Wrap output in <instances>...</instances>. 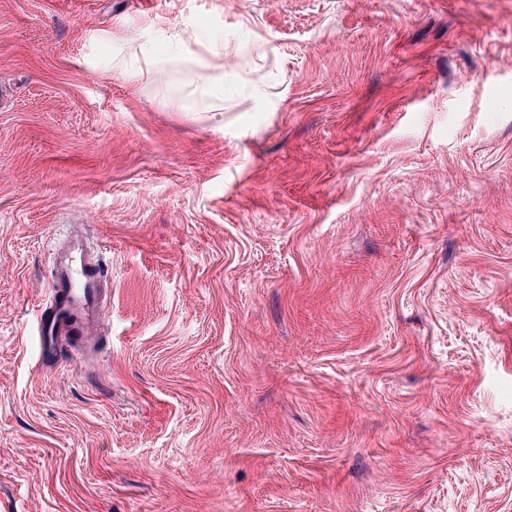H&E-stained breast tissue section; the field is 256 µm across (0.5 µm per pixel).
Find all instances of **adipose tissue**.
<instances>
[{"label":"adipose tissue","instance_id":"1","mask_svg":"<svg viewBox=\"0 0 512 512\" xmlns=\"http://www.w3.org/2000/svg\"><path fill=\"white\" fill-rule=\"evenodd\" d=\"M150 42H141L138 36L115 32L108 35L107 41L117 48H128L129 55L121 65L123 75H133L134 71H154L164 73L180 65L192 66L197 72V82L193 88L181 94L180 101L188 112H209L221 116L224 110V70L208 64L204 57L194 54L171 55L169 44L182 41L183 35L177 28H159L150 33Z\"/></svg>","mask_w":512,"mask_h":512}]
</instances>
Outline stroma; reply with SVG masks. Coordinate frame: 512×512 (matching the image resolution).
Returning a JSON list of instances; mask_svg holds the SVG:
<instances>
[{"mask_svg":"<svg viewBox=\"0 0 512 512\" xmlns=\"http://www.w3.org/2000/svg\"><path fill=\"white\" fill-rule=\"evenodd\" d=\"M0 512H512V0H0ZM154 27L150 31L152 44L143 43L137 35L127 32L112 31L111 35H100L98 39L108 41L119 50L123 47L132 50L133 53L128 55L124 65L113 59V67L115 63V68L124 76L133 75L134 67L138 72L147 70L164 73L183 64L192 66L197 72L198 81L191 90L178 97L185 112H212L211 118H221L224 112V66H211L204 57L198 55H184L187 50L186 39L176 27L153 30ZM175 42L183 45V52L179 56H173L163 48L165 44ZM53 300L35 311L41 351L54 350L64 336H74L96 320L100 310V278L97 262L86 243L71 239L52 257ZM59 299V302L56 299Z\"/></svg>","mask_w":512,"mask_h":512,"instance_id":"obj_1","label":"stroma"}]
</instances>
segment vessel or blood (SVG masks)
<instances>
[{"instance_id": "b4317fda", "label": "vessel or blood", "mask_w": 512, "mask_h": 512, "mask_svg": "<svg viewBox=\"0 0 512 512\" xmlns=\"http://www.w3.org/2000/svg\"><path fill=\"white\" fill-rule=\"evenodd\" d=\"M54 299L35 312L41 348L53 349L65 336L96 320L100 313L101 278L83 240L72 239L52 257Z\"/></svg>"}]
</instances>
